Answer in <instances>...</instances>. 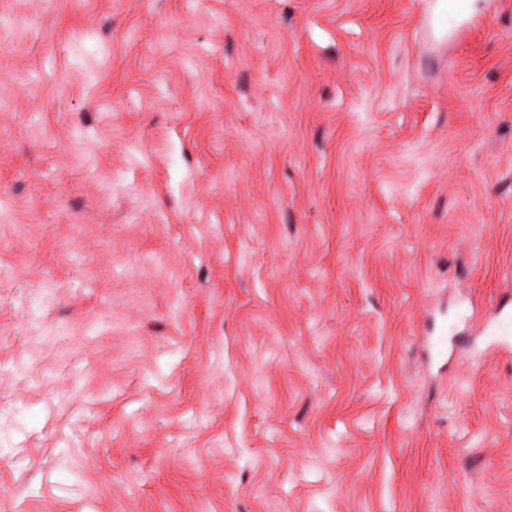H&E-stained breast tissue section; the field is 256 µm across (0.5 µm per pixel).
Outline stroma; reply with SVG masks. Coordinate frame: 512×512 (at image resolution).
Here are the masks:
<instances>
[{"label":"stroma","instance_id":"stroma-1","mask_svg":"<svg viewBox=\"0 0 512 512\" xmlns=\"http://www.w3.org/2000/svg\"><path fill=\"white\" fill-rule=\"evenodd\" d=\"M0 0V512H512V0ZM437 2H439L438 10L435 13L430 11L424 19V26L431 35H447L448 20L465 19L470 14L466 0H439ZM507 291L508 292L504 293L495 304L487 307L483 313L472 312V329L477 328L479 333H483L494 321L502 316L508 315L507 309L510 304L512 306V296L509 293L511 289H507Z\"/></svg>","mask_w":512,"mask_h":512}]
</instances>
